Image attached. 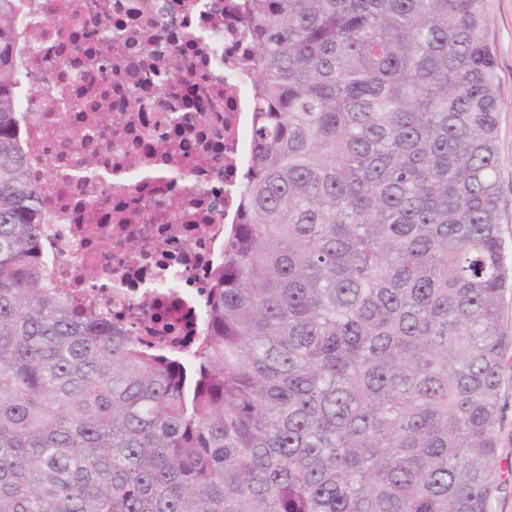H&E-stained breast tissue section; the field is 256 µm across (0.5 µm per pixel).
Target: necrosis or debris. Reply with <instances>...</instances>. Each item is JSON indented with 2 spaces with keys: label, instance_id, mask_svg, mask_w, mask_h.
Listing matches in <instances>:
<instances>
[{
  "label": "necrosis or debris",
  "instance_id": "1",
  "mask_svg": "<svg viewBox=\"0 0 512 512\" xmlns=\"http://www.w3.org/2000/svg\"><path fill=\"white\" fill-rule=\"evenodd\" d=\"M21 0L16 62L40 257L66 288L147 343L189 336L253 159L254 45L239 0ZM122 40L105 56L101 26ZM182 73L164 76L171 57ZM97 177L76 174L86 155ZM183 176L149 174L159 159Z\"/></svg>",
  "mask_w": 512,
  "mask_h": 512
}]
</instances>
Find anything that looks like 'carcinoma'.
Here are the masks:
<instances>
[{
    "label": "carcinoma",
    "instance_id": "cac0c4a2",
    "mask_svg": "<svg viewBox=\"0 0 512 512\" xmlns=\"http://www.w3.org/2000/svg\"><path fill=\"white\" fill-rule=\"evenodd\" d=\"M254 161L167 356L37 257L0 0V512H488L512 250L484 0H243Z\"/></svg>",
    "mask_w": 512,
    "mask_h": 512
}]
</instances>
